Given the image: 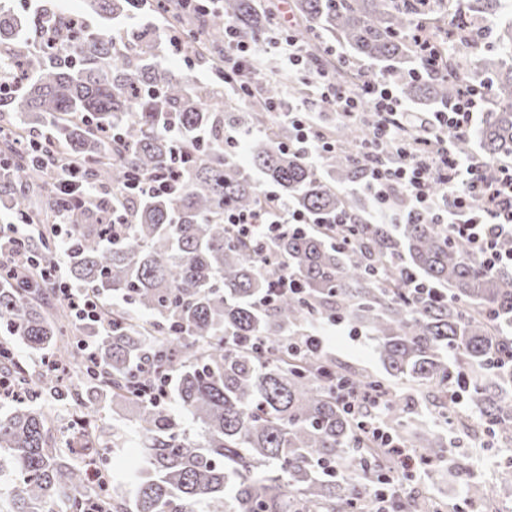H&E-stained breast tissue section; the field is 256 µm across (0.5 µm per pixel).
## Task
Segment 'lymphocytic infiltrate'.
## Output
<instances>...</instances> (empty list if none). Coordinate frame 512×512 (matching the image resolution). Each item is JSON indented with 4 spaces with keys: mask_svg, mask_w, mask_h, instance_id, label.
<instances>
[{
    "mask_svg": "<svg viewBox=\"0 0 512 512\" xmlns=\"http://www.w3.org/2000/svg\"><path fill=\"white\" fill-rule=\"evenodd\" d=\"M224 46L225 83L232 84L239 70L260 67L262 57L273 54L298 74L338 119L370 121L373 136L361 149L365 168L362 189L374 199L384 223H401L408 211L427 214L434 223L448 225L453 235L467 239L486 268H512V254L499 247L501 238L512 237V163L464 162L452 146L454 137L471 128L475 113L485 109L487 92L471 88L461 92L448 109L422 120V132L414 141L405 142L399 130L407 112L394 78L368 74L348 86L329 71H310L299 40L279 23L256 39L241 38L234 25H225ZM270 109L293 128L288 145L307 160L317 161L333 151V143L320 134L303 105L282 101L271 104ZM389 154L397 155V162H386ZM269 200L261 210L225 212L224 221L251 238L271 236L285 224L306 223L304 214L277 195H270ZM46 278L69 300L76 319L108 326L99 298L72 288L56 272H47Z\"/></svg>",
    "mask_w": 512,
    "mask_h": 512,
    "instance_id": "f902f5d3",
    "label": "lymphocytic infiltrate"
}]
</instances>
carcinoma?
I'll return each mask as SVG.
<instances>
[{
    "instance_id": "cac0c4a2",
    "label": "carcinoma",
    "mask_w": 512,
    "mask_h": 512,
    "mask_svg": "<svg viewBox=\"0 0 512 512\" xmlns=\"http://www.w3.org/2000/svg\"><path fill=\"white\" fill-rule=\"evenodd\" d=\"M84 4L115 34L85 27L53 0H38L30 17L0 0V86H12L0 90V116L14 121L0 126V208L43 226L40 242L27 244L42 269L56 264L55 224L69 225L71 278L118 298L102 331L75 325L37 271L23 288L0 283V373L23 392L0 415V512H86L91 499L105 512H370L377 477L448 458L457 394L493 442L512 443V269L485 268L446 224L414 213L403 224L370 218L374 202L357 189L369 125L339 126L320 170L288 148V126L268 112L281 80L243 104L217 84L176 77L161 61L162 36L126 23L152 12L185 56L222 75L224 23L250 39L271 14L253 0H224L202 42L188 34L202 11L184 0ZM295 9L310 69H324L322 44L335 41L396 77L409 108L441 109L489 82L487 112L454 139L455 154L470 161L477 144L483 160L512 156V24L495 25L512 0H296ZM424 18L439 40L429 74L408 37ZM230 127L252 132L251 167L324 223L256 240L224 223V211L266 202L236 150L224 148ZM71 163L97 192L76 200L52 187L35 205L27 187ZM171 172L166 192H126L137 176ZM114 209L128 220L118 240L109 236ZM338 214L357 221L349 245L331 224ZM283 274L300 291L260 303ZM409 274L436 291L414 292ZM327 320L370 336L384 371L304 348L309 325ZM79 331L96 337L95 359L80 350ZM16 342L62 360L69 385L45 374L33 381L12 356ZM167 376L177 413L146 395ZM340 383L380 391L383 409L350 414ZM418 398L434 407L424 432L409 430ZM104 402L136 408L131 430L112 433L110 446L97 425ZM371 418L411 449V465L361 430ZM467 494L498 512L484 483L470 481ZM390 508L443 512L407 479Z\"/></svg>"
}]
</instances>
